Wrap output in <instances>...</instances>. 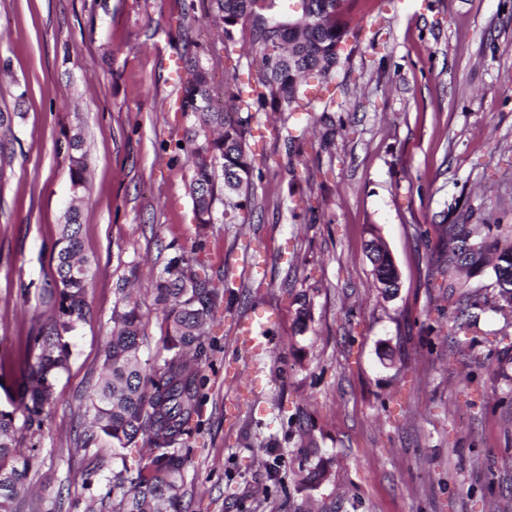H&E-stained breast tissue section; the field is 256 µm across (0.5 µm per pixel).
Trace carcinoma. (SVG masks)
Masks as SVG:
<instances>
[{
    "instance_id": "1",
    "label": "carcinoma",
    "mask_w": 512,
    "mask_h": 512,
    "mask_svg": "<svg viewBox=\"0 0 512 512\" xmlns=\"http://www.w3.org/2000/svg\"><path fill=\"white\" fill-rule=\"evenodd\" d=\"M349 0H208L206 15L221 28L227 42L234 41L236 26L251 23L261 58L259 89L243 97L235 84L225 83L235 110L271 103L286 112L312 105L307 78L327 85L340 62L351 30L347 20ZM181 111L191 121L185 139L172 143V152L192 158L190 189L198 224L213 223L216 198L215 166H220L223 188L235 197L232 210L251 207L249 188L252 166L244 149L248 120L212 107L208 68L200 54L184 62ZM205 136L202 146L196 145ZM73 194L86 189L88 167L84 138L77 129L66 140ZM498 224H445L448 256L444 264L452 273L491 268L492 286L502 307L512 310V241L501 240ZM77 210L65 217L56 242V305L53 322L31 332L23 352L1 369L17 375L16 388L7 393L27 412L23 427L42 425L54 403V385L68 360L62 337L74 331L89 313V260L82 255ZM374 277L379 288H398L399 275L391 258L368 244ZM157 301L166 308L167 355L156 368H146L140 358L142 315L137 302L127 296L112 311L114 323L104 359V374L91 401V428L112 442L128 448L141 439L148 447L133 469L122 466L112 475V512H186L185 474L193 449L191 421L199 415L205 386L201 364L213 350L204 326L214 316L218 289L200 278L185 252L169 258L152 282ZM17 427L13 412L0 410V512H13V502L28 492L27 478L34 455L16 448Z\"/></svg>"
}]
</instances>
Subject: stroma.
<instances>
[{
	"label": "stroma",
	"mask_w": 512,
	"mask_h": 512,
	"mask_svg": "<svg viewBox=\"0 0 512 512\" xmlns=\"http://www.w3.org/2000/svg\"><path fill=\"white\" fill-rule=\"evenodd\" d=\"M190 0H0V359L55 315L52 254L70 208L91 262L92 314L70 356L16 512H112L113 456L92 433L112 310L143 315L141 358L161 364L151 281L175 248L221 289L215 347L185 479L190 512H512V347L489 274L485 302L450 327L442 222L497 224L512 237V0H353L331 85L310 110L251 109L245 150L255 209L198 227L193 167L165 151L184 137L178 79L191 44L212 83L256 85L250 26L225 42ZM27 87L23 105L14 96ZM81 127L88 189L74 197L65 134ZM294 142H287V135ZM385 241L399 273L381 294L365 244ZM307 304L305 328L297 309ZM260 321V353L237 344ZM325 464L319 485L309 470Z\"/></svg>",
	"instance_id": "stroma-1"
}]
</instances>
